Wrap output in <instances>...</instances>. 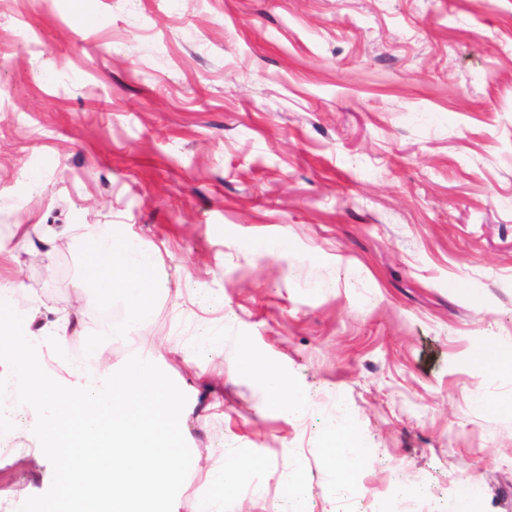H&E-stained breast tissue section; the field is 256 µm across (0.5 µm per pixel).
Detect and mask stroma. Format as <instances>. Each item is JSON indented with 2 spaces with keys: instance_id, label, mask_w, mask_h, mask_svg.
Wrapping results in <instances>:
<instances>
[{
  "instance_id": "obj_1",
  "label": "stroma",
  "mask_w": 512,
  "mask_h": 512,
  "mask_svg": "<svg viewBox=\"0 0 512 512\" xmlns=\"http://www.w3.org/2000/svg\"><path fill=\"white\" fill-rule=\"evenodd\" d=\"M100 224L168 284L98 342L171 388L185 476L160 512H199L228 448L248 468L224 512H406L408 486L450 512L468 476L478 512H512V373L472 361L512 346V0H0V279L81 303L72 351ZM245 349L313 408L286 415ZM340 411L367 450L348 491L323 454ZM37 446L0 450V512L55 492Z\"/></svg>"
}]
</instances>
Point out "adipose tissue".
Returning a JSON list of instances; mask_svg holds the SVG:
<instances>
[{
	"label": "adipose tissue",
	"mask_w": 512,
	"mask_h": 512,
	"mask_svg": "<svg viewBox=\"0 0 512 512\" xmlns=\"http://www.w3.org/2000/svg\"><path fill=\"white\" fill-rule=\"evenodd\" d=\"M89 261L83 285L90 288L102 306L121 300L125 314L112 321L107 333L115 338L138 335L155 312L160 286L156 272L160 257L115 225L98 227L85 244ZM17 281L0 280V392L9 395V415L0 414V436L11 435L13 419L28 418L41 445L56 447L57 424L78 408L87 409L85 432L95 438L99 418L113 415L112 453L100 459L71 457L65 464L53 497L40 502L36 512H150L151 503L163 497L180 479V468L172 463L162 443L134 432L118 419L121 411L149 409L173 414L169 391L149 358L133 356L118 371L74 367L71 379L59 383L42 368L45 350L65 351L70 332L78 324L77 310H60L47 316L40 305L16 314L14 297L22 293ZM242 370L256 374L265 391L283 402L290 415L307 413L313 400L306 391L288 384L264 359L243 353ZM332 444L328 454L341 463L336 472L340 486L349 483L350 468L366 460L363 443L350 428L345 415L329 422ZM243 465L225 453L222 465L213 469L202 498L209 506H223L227 492L237 483Z\"/></svg>",
	"instance_id": "1"
}]
</instances>
